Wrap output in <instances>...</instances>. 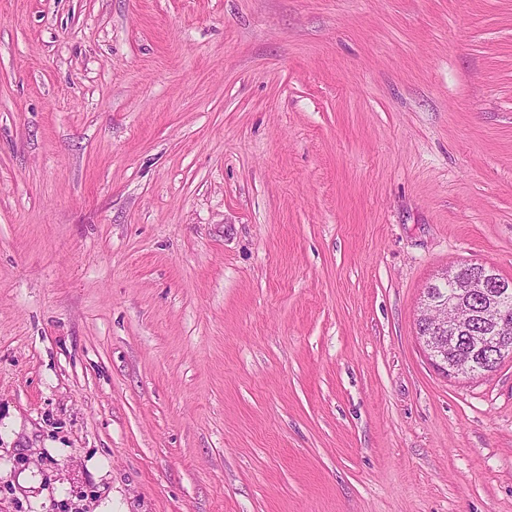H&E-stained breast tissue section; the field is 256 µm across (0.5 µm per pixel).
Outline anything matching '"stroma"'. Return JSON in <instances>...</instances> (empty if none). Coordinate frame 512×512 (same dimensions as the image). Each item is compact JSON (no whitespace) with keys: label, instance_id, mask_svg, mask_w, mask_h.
Instances as JSON below:
<instances>
[{"label":"stroma","instance_id":"obj_1","mask_svg":"<svg viewBox=\"0 0 512 512\" xmlns=\"http://www.w3.org/2000/svg\"><path fill=\"white\" fill-rule=\"evenodd\" d=\"M512 0H0V512H512ZM474 275H471L464 285L462 295L450 294L443 297L426 295L421 303L420 314L417 319L418 335L423 341L426 352L431 361L448 372V333L464 334L480 343L482 347H490L494 352L495 362H500L511 355L512 328L506 327V319L512 323V281L492 280L487 274L491 268L481 263L469 265ZM489 288H504L502 294L508 295L511 288L510 304L504 312V300L494 296ZM507 288V290H505ZM476 299L475 307L470 304ZM448 311L459 312L461 316L448 319ZM440 313L439 321L432 320V316ZM487 334L497 336H484ZM508 341V347L503 342ZM485 342V343H484Z\"/></svg>","mask_w":512,"mask_h":512}]
</instances>
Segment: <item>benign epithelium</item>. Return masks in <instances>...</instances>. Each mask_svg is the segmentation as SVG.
Masks as SVG:
<instances>
[{
    "instance_id": "7a95c632",
    "label": "benign epithelium",
    "mask_w": 512,
    "mask_h": 512,
    "mask_svg": "<svg viewBox=\"0 0 512 512\" xmlns=\"http://www.w3.org/2000/svg\"><path fill=\"white\" fill-rule=\"evenodd\" d=\"M469 268L472 276L465 283L463 294L425 295L417 319L418 335L429 358L444 370L448 369L450 332L467 335L481 346L492 348L497 363L512 354V347L503 345L507 340L512 342V329L506 327L504 300L491 292L499 288L501 293L508 294L512 281L492 280L490 268L481 263H473Z\"/></svg>"
}]
</instances>
